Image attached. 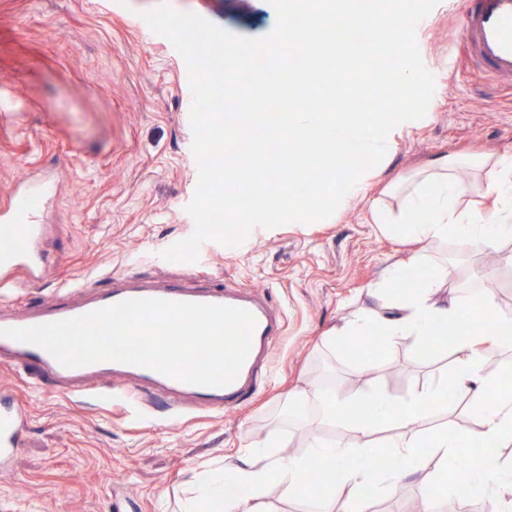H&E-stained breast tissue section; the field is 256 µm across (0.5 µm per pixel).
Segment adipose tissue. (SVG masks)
Here are the masks:
<instances>
[{
  "mask_svg": "<svg viewBox=\"0 0 512 512\" xmlns=\"http://www.w3.org/2000/svg\"><path fill=\"white\" fill-rule=\"evenodd\" d=\"M472 165L487 170L486 192L497 198L495 208L478 213L461 207L454 160H435L420 181L403 185L404 203L397 221L382 214L376 218L382 231L415 241L419 251L396 264L383 283L370 289L372 307L330 334L332 344L338 346L375 334L389 356L404 339L421 341L440 331L449 332L457 356L455 373L400 400L377 390L343 395L329 385L308 384L286 402L291 418L311 411L320 424L309 434L307 456L275 452V440H266L264 449L238 456L211 472L199 495L188 497L181 512H268L264 493L273 483L287 496L301 500L308 512H363L366 503L391 495L402 480L429 463L450 477L445 485L426 483L429 499L462 492L485 498L493 512H512V460L500 455L502 448L512 445V388H501L497 379L484 374L479 353L480 344L488 341L512 347V312L499 306L489 288L475 291L465 302L442 296L447 271L426 260L429 251L450 240L472 252L512 237V163L476 159ZM471 310L493 318V326L478 329L470 325L467 313ZM452 393L469 397L481 411L470 437L485 454L479 467L466 474L456 468L460 444L455 428L446 425L426 437L410 432L412 426L437 412L439 401ZM324 425L354 438L353 449L324 438L320 432ZM380 432L386 435L381 443L375 439ZM381 446L396 451L390 468L373 465ZM312 459L333 475L324 486L305 477Z\"/></svg>",
  "mask_w": 512,
  "mask_h": 512,
  "instance_id": "1",
  "label": "adipose tissue"
}]
</instances>
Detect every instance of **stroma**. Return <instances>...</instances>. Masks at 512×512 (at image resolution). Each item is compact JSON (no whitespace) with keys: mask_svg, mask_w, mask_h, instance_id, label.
<instances>
[{"mask_svg":"<svg viewBox=\"0 0 512 512\" xmlns=\"http://www.w3.org/2000/svg\"><path fill=\"white\" fill-rule=\"evenodd\" d=\"M232 33L262 38L276 26L270 0H168ZM159 0H0V204L15 186L47 176L58 183L43 248L50 275L25 288L49 301L112 273L192 284L189 265L162 253L193 234L186 207L198 182L193 129L183 114L185 61L143 18ZM462 0H440L416 27L435 93L422 119L396 129L384 159L367 169L364 196L329 218L251 232L247 248L213 244L203 253L224 284L245 283L270 298L282 325L261 386L249 403L216 416L180 415L157 390L116 405L98 392L75 396L36 389L19 369L0 366V390L29 412L12 477L0 476V512H179L194 475L247 451L279 428L295 455L306 454L303 424L284 417L288 393L320 380L342 392L380 389L399 399L457 365L453 352L414 359L399 343L385 366L349 364L327 332L368 303L367 290L411 245L377 232L371 205L397 209L388 187L445 155L512 157V83L476 65H454ZM483 253L440 248L444 293L466 300L471 269L484 272L512 308V239ZM433 466L402 482L366 512H416Z\"/></svg>","mask_w":512,"mask_h":512,"instance_id":"stroma-1","label":"stroma"}]
</instances>
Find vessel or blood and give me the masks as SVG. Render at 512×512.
Returning <instances> with one entry per match:
<instances>
[{
	"instance_id": "vessel-or-blood-1",
	"label": "vessel or blood",
	"mask_w": 512,
	"mask_h": 512,
	"mask_svg": "<svg viewBox=\"0 0 512 512\" xmlns=\"http://www.w3.org/2000/svg\"><path fill=\"white\" fill-rule=\"evenodd\" d=\"M461 42L470 60L496 78H512V0H466L460 16ZM56 191L47 180L25 188L0 206V290L15 287L19 280L38 279L50 271L48 257L41 249L45 226L42 219ZM196 287L165 280H138L127 275L109 276L105 286L86 285L84 300L72 302L60 297L48 304L0 305V365L26 370L49 390L67 394L80 387L99 390L112 385L113 373L127 381L125 398H136L141 387L156 385L168 393L190 397L211 413L240 408L257 390V364L269 358L281 333L280 321L272 308L252 297L249 285L225 289L213 273L194 271ZM130 299H160L241 308L255 318L251 349L235 380L224 387L190 384L155 370L103 360L82 367L62 365L45 349L8 337L7 329L30 328L85 315ZM29 427V415L12 394L0 395V475H11L12 462L22 448Z\"/></svg>"
}]
</instances>
